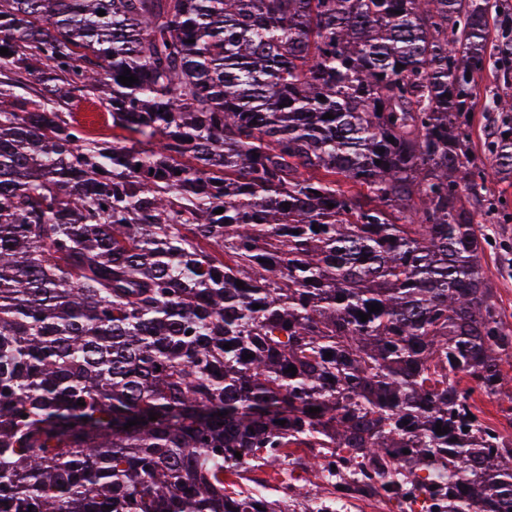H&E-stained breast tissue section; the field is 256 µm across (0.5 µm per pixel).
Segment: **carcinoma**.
I'll use <instances>...</instances> for the list:
<instances>
[{
    "label": "carcinoma",
    "instance_id": "carcinoma-1",
    "mask_svg": "<svg viewBox=\"0 0 512 512\" xmlns=\"http://www.w3.org/2000/svg\"><path fill=\"white\" fill-rule=\"evenodd\" d=\"M1 47L0 512H290L226 474L340 446L418 512H512L467 206L512 0H0ZM488 149L512 175V125ZM86 109H89L90 112H100L104 115L105 118V112L100 107V105L95 102L94 100H84L82 99L81 102L77 104V107L75 108V112H77V118L82 121L84 124H88L90 126V129L87 130L91 136L98 137V138H108L109 140L112 139V126H111V120L108 118L107 124L105 123V120H103L101 123L98 124H89L87 123L83 118L82 114L86 111ZM85 124V125H86Z\"/></svg>",
    "mask_w": 512,
    "mask_h": 512
}]
</instances>
